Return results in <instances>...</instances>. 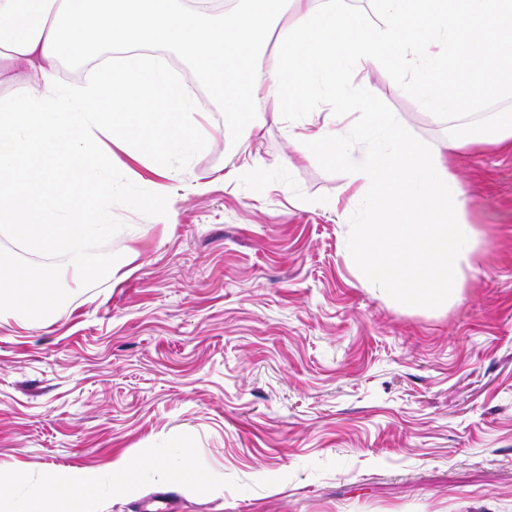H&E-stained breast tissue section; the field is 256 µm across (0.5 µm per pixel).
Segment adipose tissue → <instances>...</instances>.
Here are the masks:
<instances>
[{
	"instance_id": "adipose-tissue-1",
	"label": "adipose tissue",
	"mask_w": 512,
	"mask_h": 512,
	"mask_svg": "<svg viewBox=\"0 0 512 512\" xmlns=\"http://www.w3.org/2000/svg\"><path fill=\"white\" fill-rule=\"evenodd\" d=\"M157 47L181 52L249 136L280 124L296 158L343 170L344 191L369 203L349 244L368 286L447 306L480 244L448 146L411 141L397 115L350 94V79L379 72L436 119L477 106L487 90L512 95V0H372L366 17L345 0H239L216 14L183 0H0V84L15 87L0 99V233L68 254L60 274L74 282L92 273L84 240L111 219L114 150L162 174L173 150L215 139L207 105L153 57ZM104 49L147 56L59 81L61 62ZM258 108L266 120L253 119ZM351 134L375 149L354 152ZM54 301L52 289L0 259V318ZM134 469L121 458L104 473L57 470L48 498L14 496L13 474L0 473V501L10 512H93L101 487L130 488Z\"/></svg>"
}]
</instances>
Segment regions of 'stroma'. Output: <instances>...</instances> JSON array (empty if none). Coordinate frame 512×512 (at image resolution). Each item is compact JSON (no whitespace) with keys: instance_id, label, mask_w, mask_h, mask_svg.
Masks as SVG:
<instances>
[{"instance_id":"stroma-1","label":"stroma","mask_w":512,"mask_h":512,"mask_svg":"<svg viewBox=\"0 0 512 512\" xmlns=\"http://www.w3.org/2000/svg\"><path fill=\"white\" fill-rule=\"evenodd\" d=\"M351 92L419 144L459 145L480 246L447 310L363 286L348 242L366 204L337 211L340 168L288 165L280 126L249 141L211 106L226 138L168 157L160 206L116 152L112 225L81 287L57 277L66 255L0 237L55 295L39 318H0V471L46 497L53 470L122 457H184L200 476L185 490L145 467L100 512H512V153L464 145L512 97L435 121L377 72ZM246 153L268 190L220 179Z\"/></svg>"}]
</instances>
